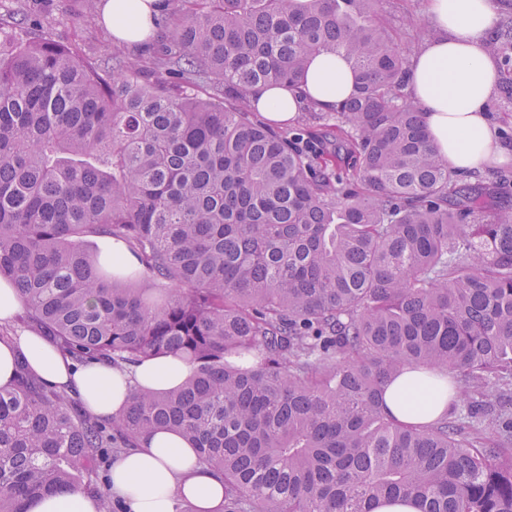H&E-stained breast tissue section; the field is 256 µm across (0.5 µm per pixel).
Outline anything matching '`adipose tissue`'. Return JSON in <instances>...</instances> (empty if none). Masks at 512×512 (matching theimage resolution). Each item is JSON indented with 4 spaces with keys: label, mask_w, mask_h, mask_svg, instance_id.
Wrapping results in <instances>:
<instances>
[{
    "label": "adipose tissue",
    "mask_w": 512,
    "mask_h": 512,
    "mask_svg": "<svg viewBox=\"0 0 512 512\" xmlns=\"http://www.w3.org/2000/svg\"><path fill=\"white\" fill-rule=\"evenodd\" d=\"M98 9L116 41L137 44L150 32L157 0H100ZM496 9L497 0H425L435 35L409 62L406 93L422 114L428 140L449 166L463 171L512 160L498 144L487 113L498 80L496 64L486 50ZM353 89L347 63L322 52L313 57L298 87L260 86L251 100L264 117L290 121L309 106L334 111ZM20 354L31 372L74 395L88 412L105 420L118 416L135 390L173 389L191 372L174 356L124 370L95 361L80 366L58 341L29 331L0 341V386L12 383ZM412 398L423 400L427 423L448 404L447 395L416 382L410 372L388 388L385 402L403 420ZM107 491L124 501L129 512H176L185 500L197 512H214L224 499V478L200 465L183 437L162 430L140 438L136 448L113 463Z\"/></svg>",
    "instance_id": "ef3b65f1"
}]
</instances>
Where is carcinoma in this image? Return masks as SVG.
I'll return each mask as SVG.
<instances>
[{"instance_id": "obj_1", "label": "carcinoma", "mask_w": 512, "mask_h": 512, "mask_svg": "<svg viewBox=\"0 0 512 512\" xmlns=\"http://www.w3.org/2000/svg\"><path fill=\"white\" fill-rule=\"evenodd\" d=\"M378 2L163 0L137 66L0 42V277L26 323L79 362L191 367L109 424L20 370L0 512L80 488L110 512L101 460L163 429L224 474L216 512H512V213L428 143ZM324 51L355 80L324 131L259 118L250 91ZM488 51L511 106L512 26ZM407 370L467 406L396 419L383 393Z\"/></svg>"}]
</instances>
